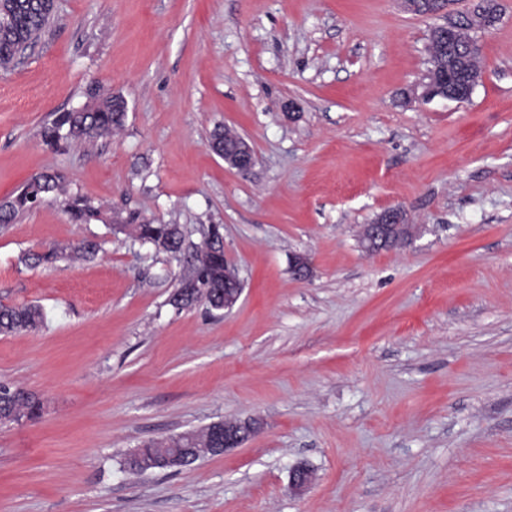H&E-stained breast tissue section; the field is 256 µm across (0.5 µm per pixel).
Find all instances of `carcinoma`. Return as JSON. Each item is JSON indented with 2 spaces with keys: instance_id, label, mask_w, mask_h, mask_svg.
Returning a JSON list of instances; mask_svg holds the SVG:
<instances>
[{
  "instance_id": "cac0c4a2",
  "label": "carcinoma",
  "mask_w": 512,
  "mask_h": 512,
  "mask_svg": "<svg viewBox=\"0 0 512 512\" xmlns=\"http://www.w3.org/2000/svg\"><path fill=\"white\" fill-rule=\"evenodd\" d=\"M52 17L45 0H0V71L6 73L11 70L26 51L35 46ZM459 41L470 47L462 64L476 73L480 72V47L472 43L465 32L459 34ZM91 97V105L62 112L42 127L41 138L47 147L57 149L64 143L94 141L124 125L127 106L122 96L95 92ZM63 183V174L55 170H46L32 177L20 193L0 200V224L11 223L35 201L49 195L62 197L65 210L76 223L106 221L101 208L80 196L65 195ZM113 222L118 230L129 232L134 240L149 243L158 251L176 254L183 250L184 234L177 224H153L138 214L125 218L117 216ZM222 240L220 228L211 226L199 253L194 257L192 272L179 280L170 296V305L180 310L199 302L212 304L204 289L224 287ZM68 250L79 256L91 257L98 252L99 246L94 241L86 240ZM68 250L57 248L37 254L35 262L52 264L65 256ZM44 321V311L38 305L1 307L0 335L32 331L43 325ZM13 391L14 388L8 385H0V417L12 422L38 418L42 412L39 400L32 395L15 399L12 397ZM223 439L224 422L220 421L200 431L183 432L161 441H147L140 445L141 454L147 461L141 471L156 469V462L172 448L183 449L186 464L191 465L198 461L192 449L207 440Z\"/></svg>"
}]
</instances>
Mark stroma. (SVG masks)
Wrapping results in <instances>:
<instances>
[{"instance_id":"35a3bbf8","label":"stroma","mask_w":512,"mask_h":512,"mask_svg":"<svg viewBox=\"0 0 512 512\" xmlns=\"http://www.w3.org/2000/svg\"><path fill=\"white\" fill-rule=\"evenodd\" d=\"M497 2L469 100L408 104L436 21L399 0H57L0 74V198L53 169L106 212L181 225L188 249L220 225L242 293L175 309L185 257L73 223L52 196L0 226V306L45 313L0 336V384L43 401L0 427V512H512V0ZM94 90L126 99L123 128L45 146L44 123ZM218 127L249 140V171L209 149ZM397 205L419 237L362 250L360 227ZM82 239L93 258L27 259ZM248 419L258 432L224 454L123 469L143 442Z\"/></svg>"}]
</instances>
